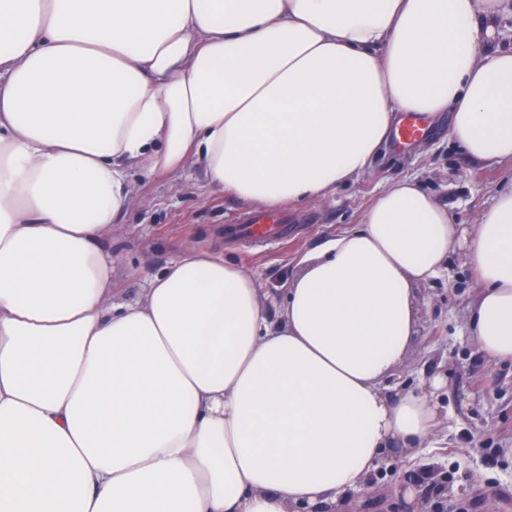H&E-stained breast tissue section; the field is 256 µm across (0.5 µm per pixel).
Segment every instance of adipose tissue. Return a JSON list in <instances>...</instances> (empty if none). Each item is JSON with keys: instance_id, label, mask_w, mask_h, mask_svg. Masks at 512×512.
I'll use <instances>...</instances> for the list:
<instances>
[{"instance_id": "adipose-tissue-1", "label": "adipose tissue", "mask_w": 512, "mask_h": 512, "mask_svg": "<svg viewBox=\"0 0 512 512\" xmlns=\"http://www.w3.org/2000/svg\"><path fill=\"white\" fill-rule=\"evenodd\" d=\"M512 0H0V512L349 507L427 446L443 377L389 392L417 288L460 257L468 333L512 358V187L459 224L415 179L306 254L280 301L184 248L126 301L133 178L187 159L277 209L367 171L399 114L512 160Z\"/></svg>"}]
</instances>
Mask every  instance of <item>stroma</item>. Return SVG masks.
Instances as JSON below:
<instances>
[{
    "mask_svg": "<svg viewBox=\"0 0 512 512\" xmlns=\"http://www.w3.org/2000/svg\"><path fill=\"white\" fill-rule=\"evenodd\" d=\"M409 177L432 193L458 223H473L492 195L512 179V162H467L448 136L447 118L429 126L427 139L391 148L364 174L329 198L281 206L286 234L237 237L256 213L228 193L207 187L203 171L187 160L173 177L136 178L138 199L112 233L118 266L114 280L128 299L141 297L150 281L187 243L220 250L255 274L268 296L282 294L299 259L358 224L390 180ZM428 314L389 387H421L441 376L439 424L431 447L387 452L357 497L355 512H409L399 495L404 484L424 488L447 483L446 495L426 496V512H512V360L476 352L466 314L476 288L467 268L451 262L418 291Z\"/></svg>",
    "mask_w": 512,
    "mask_h": 512,
    "instance_id": "35a3bbf8",
    "label": "stroma"
}]
</instances>
